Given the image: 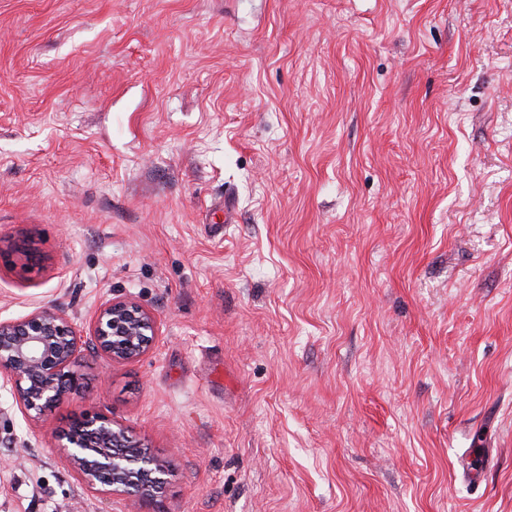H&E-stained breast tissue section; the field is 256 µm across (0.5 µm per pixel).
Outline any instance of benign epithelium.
<instances>
[{
  "mask_svg": "<svg viewBox=\"0 0 512 512\" xmlns=\"http://www.w3.org/2000/svg\"><path fill=\"white\" fill-rule=\"evenodd\" d=\"M157 330L154 314L132 299L101 303L83 326L55 306H39L21 319L0 322V378L10 383L21 413L35 420L76 389L73 367L83 344L95 343L109 365L134 362L149 353ZM130 440L111 417L86 414L58 435V447L86 488L147 506L163 492L170 465L132 453Z\"/></svg>",
  "mask_w": 512,
  "mask_h": 512,
  "instance_id": "benign-epithelium-1",
  "label": "benign epithelium"
}]
</instances>
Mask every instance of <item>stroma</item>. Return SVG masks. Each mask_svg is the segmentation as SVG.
I'll return each instance as SVG.
<instances>
[{
  "instance_id": "1",
  "label": "stroma",
  "mask_w": 512,
  "mask_h": 512,
  "mask_svg": "<svg viewBox=\"0 0 512 512\" xmlns=\"http://www.w3.org/2000/svg\"><path fill=\"white\" fill-rule=\"evenodd\" d=\"M0 241V322L159 323L38 420L0 383V512H136L83 412L157 512H512V0H0ZM57 438L64 461L86 488L131 498L140 506L152 504L163 492L170 464L148 454L142 459L128 450L132 438L111 417L82 415Z\"/></svg>"
}]
</instances>
